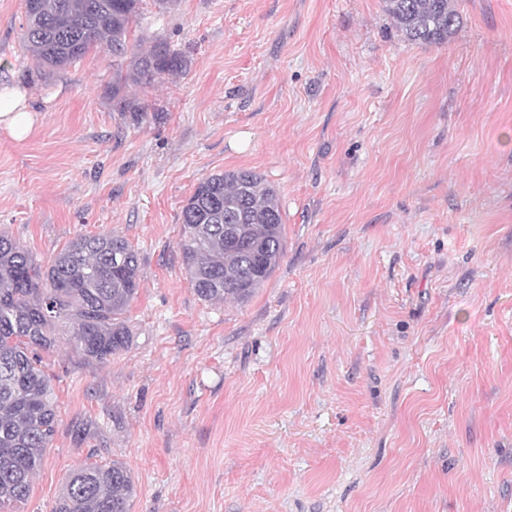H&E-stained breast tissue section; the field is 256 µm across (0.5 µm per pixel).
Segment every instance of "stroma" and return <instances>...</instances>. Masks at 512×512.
<instances>
[{"instance_id": "1", "label": "stroma", "mask_w": 512, "mask_h": 512, "mask_svg": "<svg viewBox=\"0 0 512 512\" xmlns=\"http://www.w3.org/2000/svg\"><path fill=\"white\" fill-rule=\"evenodd\" d=\"M406 41L383 0H142L176 72L113 93L107 48L62 69L0 0V232L48 263L84 235L140 259L128 351H42L58 427L19 512L118 461L130 512H512V0H458ZM273 186L283 256L201 301L180 214L209 175ZM6 97V98H5ZM21 98L17 94L5 91L4 95L0 93V124L17 139L25 136L31 128L32 116L30 112L23 107V112H13L20 107Z\"/></svg>"}]
</instances>
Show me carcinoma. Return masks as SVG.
<instances>
[{
  "mask_svg": "<svg viewBox=\"0 0 512 512\" xmlns=\"http://www.w3.org/2000/svg\"><path fill=\"white\" fill-rule=\"evenodd\" d=\"M140 0H24L23 49L48 67L66 66L106 46L125 79L141 84L178 69L167 50L128 45ZM408 41L442 44L458 32L456 0H384ZM179 248L202 301L249 299L283 255L277 191L248 170L202 179L181 211ZM136 251L112 234L81 236L43 267L23 245L0 234V512L28 499L56 433L50 378L39 351L54 345L56 324L72 326L84 356L105 361L127 350L123 318L140 286ZM136 489L120 462L80 467L68 476L53 512H129Z\"/></svg>",
  "mask_w": 512,
  "mask_h": 512,
  "instance_id": "1",
  "label": "carcinoma"
}]
</instances>
